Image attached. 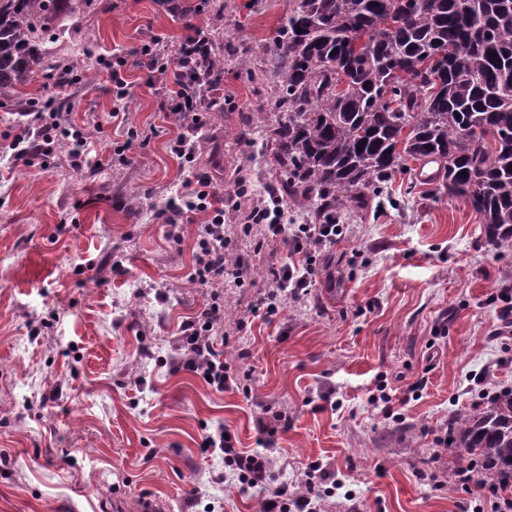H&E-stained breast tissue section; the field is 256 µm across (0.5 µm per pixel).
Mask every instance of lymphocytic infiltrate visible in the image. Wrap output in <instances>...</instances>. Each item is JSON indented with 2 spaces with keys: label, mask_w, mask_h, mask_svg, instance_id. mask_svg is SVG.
Here are the masks:
<instances>
[{
  "label": "lymphocytic infiltrate",
  "mask_w": 512,
  "mask_h": 512,
  "mask_svg": "<svg viewBox=\"0 0 512 512\" xmlns=\"http://www.w3.org/2000/svg\"><path fill=\"white\" fill-rule=\"evenodd\" d=\"M188 71L186 55H178L170 77V110L182 118L184 129L171 137L170 151L186 161L196 154L192 133L204 124V113L188 79ZM62 142L69 147L73 166L82 167L89 145L84 128L64 120L61 113L38 112L33 123L15 129L4 149L13 162L40 168L45 157ZM167 211L168 234L175 239L180 236V220L198 213L208 216L195 243L193 277L200 285L220 288L226 282H239L247 276L251 267L249 260L243 257L228 259L224 251V199L212 189L208 177L199 175L188 182L178 201L169 202ZM282 214L280 204L272 205L263 200L247 206L241 213V221L246 225H265L270 240L290 238L296 259L274 269L272 282L279 291L290 292L298 299L313 286L312 253L335 242L342 228L337 224H302L292 231L282 224ZM223 320V304L210 299L194 317L181 324L179 336L180 367L205 377L208 386L218 392L223 391L229 380L224 370V351L219 346L216 332ZM212 448L220 449L225 467L243 489L263 492V512H310L313 499L326 492L330 475L321 463L315 462L308 467L306 494L292 496L287 485L277 483L265 455L238 451L232 438L210 435L203 439L201 449L206 452Z\"/></svg>",
  "instance_id": "1"
}]
</instances>
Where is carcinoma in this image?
Returning a JSON list of instances; mask_svg holds the SVG:
<instances>
[{
    "label": "carcinoma",
    "instance_id": "carcinoma-1",
    "mask_svg": "<svg viewBox=\"0 0 512 512\" xmlns=\"http://www.w3.org/2000/svg\"><path fill=\"white\" fill-rule=\"evenodd\" d=\"M170 2L179 14L224 10ZM91 5L0 0V106L35 75L67 70L49 21ZM276 48L269 105L282 116L265 141L282 200L300 193L315 221L335 224L354 193L378 196L409 160L435 163L431 192L466 199L487 242L512 250V0H300ZM196 51L207 67L193 81L214 104L224 63L252 76L214 28L200 29ZM448 438L460 469L484 464L512 489V389L450 421Z\"/></svg>",
    "mask_w": 512,
    "mask_h": 512
}]
</instances>
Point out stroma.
<instances>
[{
	"label": "stroma",
	"instance_id": "obj_1",
	"mask_svg": "<svg viewBox=\"0 0 512 512\" xmlns=\"http://www.w3.org/2000/svg\"><path fill=\"white\" fill-rule=\"evenodd\" d=\"M244 2L175 17L162 0H93L52 22L76 82L37 76L0 108V142L35 97L74 123L104 120L89 130L85 168L64 144L42 169L0 156V512H140L146 498L160 512H262L221 452L200 454L221 430L239 451H266L290 493H305L312 462L335 472L340 489L314 512H461L472 499L437 439L457 413L512 389V252L488 245L468 203L430 197L411 170L392 181L390 203L345 212L307 295L278 294L277 316L255 317L271 269L292 257L263 225L240 226V206L275 177L255 141L277 115L225 67L224 108L207 113L194 161L181 163L167 148L178 121L164 80L147 85L137 64L154 44L174 60L188 27L203 26L270 72L299 0ZM115 67L129 85L122 100ZM117 107L121 129L107 120ZM246 123L250 138L231 139ZM199 173L224 198L228 258L252 259L221 294L231 378L221 393L170 362L181 323L210 294L191 280L205 218L175 241L156 213ZM276 414L288 429L266 450L257 425Z\"/></svg>",
	"mask_w": 512,
	"mask_h": 512
}]
</instances>
